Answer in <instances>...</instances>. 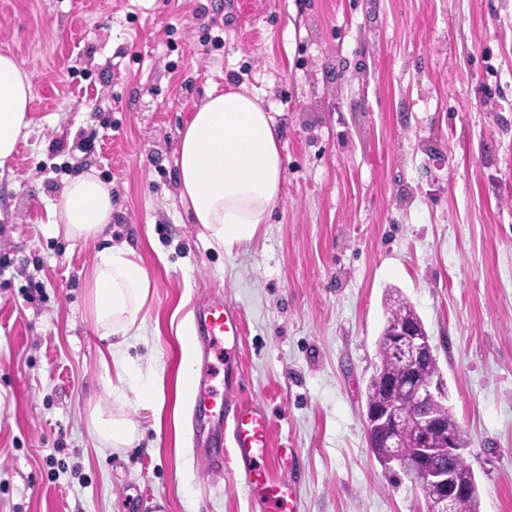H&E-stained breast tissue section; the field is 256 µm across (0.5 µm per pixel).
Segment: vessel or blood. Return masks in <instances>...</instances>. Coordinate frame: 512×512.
Listing matches in <instances>:
<instances>
[{"mask_svg": "<svg viewBox=\"0 0 512 512\" xmlns=\"http://www.w3.org/2000/svg\"><path fill=\"white\" fill-rule=\"evenodd\" d=\"M194 332L202 356L200 371L190 377L188 388L208 471L223 474L225 459H232L254 512H299L295 483L271 471L272 425L263 403L223 392L225 385L237 382L235 359L244 335L241 313L223 298L203 299L194 316Z\"/></svg>", "mask_w": 512, "mask_h": 512, "instance_id": "vessel-or-blood-1", "label": "vessel or blood"}]
</instances>
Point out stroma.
Segmentation results:
<instances>
[{
  "instance_id": "stroma-1",
  "label": "stroma",
  "mask_w": 512,
  "mask_h": 512,
  "mask_svg": "<svg viewBox=\"0 0 512 512\" xmlns=\"http://www.w3.org/2000/svg\"><path fill=\"white\" fill-rule=\"evenodd\" d=\"M224 5L0 0V52L34 87L0 166V512H252L193 442L182 337L209 294L244 316L238 390L299 450L301 512H426L365 429L390 289L428 331L480 512H512V0ZM214 88L258 96L283 159L280 201L230 251L189 223L175 165ZM81 173L112 191L86 241L51 216ZM122 244L151 283L127 355L163 407L127 387L142 437L115 451L89 429L113 406L89 292Z\"/></svg>"
}]
</instances>
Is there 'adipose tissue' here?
Returning a JSON list of instances; mask_svg holds the SVG:
<instances>
[{
  "label": "adipose tissue",
  "instance_id": "ef3b65f1",
  "mask_svg": "<svg viewBox=\"0 0 512 512\" xmlns=\"http://www.w3.org/2000/svg\"><path fill=\"white\" fill-rule=\"evenodd\" d=\"M34 89L11 55L0 54V164L8 160L32 123ZM179 199L188 219L202 225L212 245L230 249L251 241L280 199L283 163L273 118L258 96L209 91L184 128L176 157ZM55 223L74 239L96 236L112 221L110 188L96 176H75L51 207ZM150 280L132 249L106 247L97 254L90 295L95 323L108 347L116 382L115 412L94 409L90 431L105 448H130L140 431L130 417L125 384L130 363L121 352L148 298Z\"/></svg>",
  "mask_w": 512,
  "mask_h": 512
}]
</instances>
